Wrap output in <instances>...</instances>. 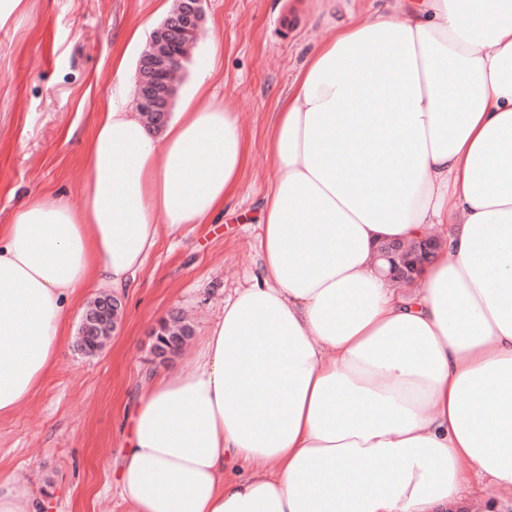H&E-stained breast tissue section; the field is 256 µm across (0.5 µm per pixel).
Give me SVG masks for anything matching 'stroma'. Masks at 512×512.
<instances>
[{"instance_id":"1","label":"stroma","mask_w":512,"mask_h":512,"mask_svg":"<svg viewBox=\"0 0 512 512\" xmlns=\"http://www.w3.org/2000/svg\"><path fill=\"white\" fill-rule=\"evenodd\" d=\"M378 6L377 0H205L200 38L178 92L217 54L209 83L237 112L251 142L237 192L212 224L173 231L133 287L117 292L123 321L96 355L77 345L85 308L106 287L81 288L70 310L60 361L37 395L0 419V471L23 474L46 494L45 512H127L112 478L127 449L128 423L145 379L187 365L225 299L246 287L260 263L262 201L272 178L265 139L277 100L314 43ZM159 0H26L0 23V224L37 190L78 201L82 142L112 92V53L127 30L143 38L166 21ZM185 318L182 351L152 353L163 322Z\"/></svg>"}]
</instances>
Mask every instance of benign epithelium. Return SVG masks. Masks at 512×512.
<instances>
[{
  "instance_id": "benign-epithelium-1",
  "label": "benign epithelium",
  "mask_w": 512,
  "mask_h": 512,
  "mask_svg": "<svg viewBox=\"0 0 512 512\" xmlns=\"http://www.w3.org/2000/svg\"><path fill=\"white\" fill-rule=\"evenodd\" d=\"M203 14V0H182L180 8L169 17L161 32L160 41L150 54H143L139 69L150 72L147 79L139 78L136 93V108L151 114L160 111L167 89L174 84L183 58L181 48L191 44L190 38L197 36L199 18ZM441 240L426 236L414 243L388 242L379 247L380 256L389 264V277L395 283H407L440 246Z\"/></svg>"
}]
</instances>
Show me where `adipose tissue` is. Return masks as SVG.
<instances>
[{
  "label": "adipose tissue",
  "instance_id": "ef3b65f1",
  "mask_svg": "<svg viewBox=\"0 0 512 512\" xmlns=\"http://www.w3.org/2000/svg\"><path fill=\"white\" fill-rule=\"evenodd\" d=\"M82 154L79 203L0 225V418L56 367L89 283L131 287L159 225L223 213L250 141L206 61L163 130L131 45ZM261 272L188 370L148 379L115 480L128 512H460L512 501V0H391L309 51L265 142ZM439 227L395 287L379 244ZM241 473L225 477L226 464ZM0 473V512H41ZM497 499L496 488L487 480L474 485L468 493L466 512H483L484 502Z\"/></svg>",
  "mask_w": 512,
  "mask_h": 512
}]
</instances>
